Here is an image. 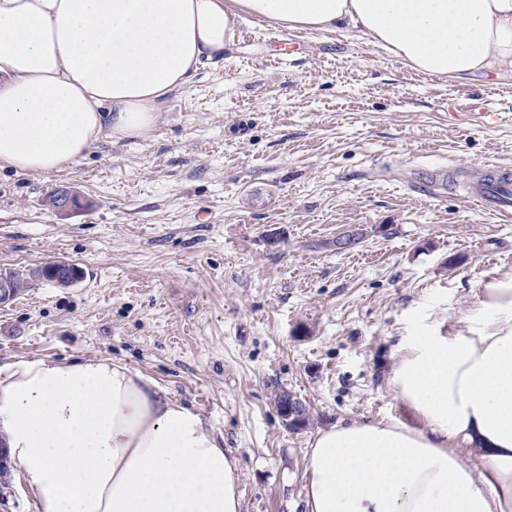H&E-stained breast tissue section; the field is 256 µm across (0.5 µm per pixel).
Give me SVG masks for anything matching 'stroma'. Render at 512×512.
I'll use <instances>...</instances> for the list:
<instances>
[{"instance_id":"obj_1","label":"stroma","mask_w":512,"mask_h":512,"mask_svg":"<svg viewBox=\"0 0 512 512\" xmlns=\"http://www.w3.org/2000/svg\"><path fill=\"white\" fill-rule=\"evenodd\" d=\"M237 28L249 39L149 135L102 138L58 173L0 168V269L83 272L0 308V364L121 361L222 435L242 512H306L312 435L414 424L390 384L402 336L463 329L488 280L512 274V222L461 188L470 169L512 166V71L432 77L350 28ZM62 187L80 194L67 213L44 203ZM352 226L361 243L336 251ZM283 391L307 428L283 424ZM277 410L280 417L289 429L300 428L304 424V419L308 417V411L305 404L293 395H282L276 400ZM311 416L305 421L304 428L309 425Z\"/></svg>"}]
</instances>
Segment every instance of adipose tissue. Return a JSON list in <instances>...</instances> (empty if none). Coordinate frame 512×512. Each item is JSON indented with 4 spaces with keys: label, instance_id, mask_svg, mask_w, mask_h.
<instances>
[{
    "label": "adipose tissue",
    "instance_id": "1",
    "mask_svg": "<svg viewBox=\"0 0 512 512\" xmlns=\"http://www.w3.org/2000/svg\"><path fill=\"white\" fill-rule=\"evenodd\" d=\"M243 14L344 25L431 76L512 67V0H0V167L52 172L101 136L146 135ZM392 385L420 428L317 431L307 512H512V275L463 330L403 337ZM0 439L40 512H241L220 435L109 358L0 365Z\"/></svg>",
    "mask_w": 512,
    "mask_h": 512
}]
</instances>
